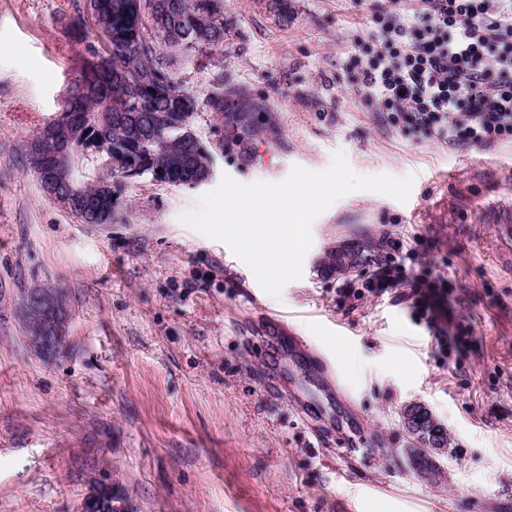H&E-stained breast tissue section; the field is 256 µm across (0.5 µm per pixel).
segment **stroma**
I'll list each match as a JSON object with an SVG mask.
<instances>
[{"label":"stroma","mask_w":512,"mask_h":512,"mask_svg":"<svg viewBox=\"0 0 512 512\" xmlns=\"http://www.w3.org/2000/svg\"><path fill=\"white\" fill-rule=\"evenodd\" d=\"M224 0L223 49L178 72L199 100L216 77L271 118L237 140L201 109L194 131L216 154L197 187L126 181L111 224H84L43 193L28 141L60 110L84 47L69 0H0V512H80L93 476L111 477L132 512H512V142L452 146L391 128L344 70L382 0ZM360 174L413 176L411 201L359 191L313 226L300 280L265 293L227 246L182 226L222 175L283 180L325 169L334 151ZM402 251H395V241ZM378 263L347 274L331 252ZM405 266L430 286L434 318L409 289L366 287ZM63 292L66 349L26 340L22 301ZM335 361L372 458L347 452L326 381L269 350L263 311ZM345 333H337V323ZM302 382L324 406L287 403ZM448 431L439 472L407 455L405 408Z\"/></svg>","instance_id":"stroma-1"}]
</instances>
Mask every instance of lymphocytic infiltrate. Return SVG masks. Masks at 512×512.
Listing matches in <instances>:
<instances>
[{"instance_id":"obj_1","label":"lymphocytic infiltrate","mask_w":512,"mask_h":512,"mask_svg":"<svg viewBox=\"0 0 512 512\" xmlns=\"http://www.w3.org/2000/svg\"><path fill=\"white\" fill-rule=\"evenodd\" d=\"M375 13L346 65L386 121L449 145L512 141V0H423Z\"/></svg>"}]
</instances>
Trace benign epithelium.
<instances>
[{
	"instance_id": "obj_1",
	"label": "benign epithelium",
	"mask_w": 512,
	"mask_h": 512,
	"mask_svg": "<svg viewBox=\"0 0 512 512\" xmlns=\"http://www.w3.org/2000/svg\"><path fill=\"white\" fill-rule=\"evenodd\" d=\"M49 133L39 137L34 146V161L39 182L48 198L63 209H70L73 197L58 192L63 174L56 160L68 150L74 138L70 119L60 112L47 126ZM30 345L43 355L57 354L67 346L69 313L58 290L36 289L23 302ZM130 512L129 504L114 493L112 479L94 478L83 500L81 512Z\"/></svg>"
}]
</instances>
